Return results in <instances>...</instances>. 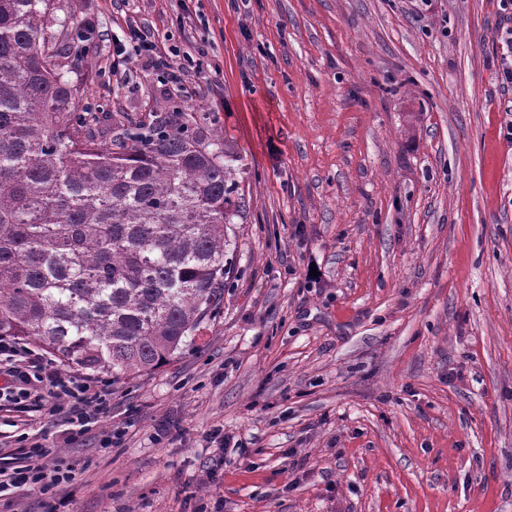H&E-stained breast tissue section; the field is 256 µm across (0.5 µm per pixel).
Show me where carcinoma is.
Returning <instances> with one entry per match:
<instances>
[{"label":"carcinoma","instance_id":"obj_1","mask_svg":"<svg viewBox=\"0 0 512 512\" xmlns=\"http://www.w3.org/2000/svg\"><path fill=\"white\" fill-rule=\"evenodd\" d=\"M0 0V336L112 382L173 360L224 306L240 216L223 134L186 112L112 114L110 142L62 71L86 22Z\"/></svg>","mask_w":512,"mask_h":512}]
</instances>
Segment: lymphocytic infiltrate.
I'll return each instance as SVG.
<instances>
[{"label":"lymphocytic infiltrate","instance_id":"lymphocytic-infiltrate-1","mask_svg":"<svg viewBox=\"0 0 512 512\" xmlns=\"http://www.w3.org/2000/svg\"><path fill=\"white\" fill-rule=\"evenodd\" d=\"M149 58L157 69L166 71L169 81H177L170 72L159 45V36L146 27L129 31L112 61L113 73H120L128 56ZM112 390L107 381L64 374L56 363L38 349L11 336H0V403L16 408L27 404L45 408L49 414H64L69 428L63 442H71L97 425L110 406ZM17 453L22 460L8 480L0 481V494L27 489L47 494L68 483L70 468L61 463L47 464L44 445L19 436Z\"/></svg>","mask_w":512,"mask_h":512}]
</instances>
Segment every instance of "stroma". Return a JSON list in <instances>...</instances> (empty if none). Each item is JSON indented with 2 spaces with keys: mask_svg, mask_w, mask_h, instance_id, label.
Returning <instances> with one entry per match:
<instances>
[{
  "mask_svg": "<svg viewBox=\"0 0 512 512\" xmlns=\"http://www.w3.org/2000/svg\"><path fill=\"white\" fill-rule=\"evenodd\" d=\"M57 0L112 115L192 108L237 158L224 307L96 427L0 412L70 512H512V89L497 0ZM219 74L112 54L129 26ZM121 426L118 447L98 446ZM216 472L218 486L207 480Z\"/></svg>",
  "mask_w": 512,
  "mask_h": 512,
  "instance_id": "35a3bbf8",
  "label": "stroma"
}]
</instances>
